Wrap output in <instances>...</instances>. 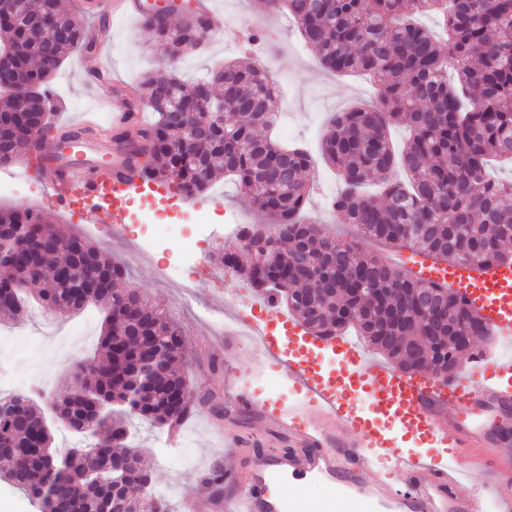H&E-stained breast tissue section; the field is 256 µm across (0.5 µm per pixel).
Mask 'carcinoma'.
Here are the masks:
<instances>
[{"mask_svg":"<svg viewBox=\"0 0 512 512\" xmlns=\"http://www.w3.org/2000/svg\"><path fill=\"white\" fill-rule=\"evenodd\" d=\"M266 11L285 10L306 46L328 71L364 73L380 85V105L338 113L322 138L323 159L341 183L333 211L365 239L423 252L437 261L495 264L512 261V182L488 178L493 158L512 161V0H258ZM436 12L445 37L438 40L414 17ZM181 25L167 15L142 19L175 63L206 42L207 20L189 8ZM93 45L85 26L61 0H0V59L22 62L16 77L28 89L0 95V138L24 143L21 158L54 137L49 125V82L69 49ZM457 79L448 82V64ZM176 104L220 92L214 99L224 118L209 124L188 146L172 131L161 92ZM138 94L151 101L155 121L140 132L144 161L127 170L158 186L172 183L187 198L202 196L216 176H232L256 209L273 218L240 230V253L215 261L262 294L260 284L280 280L278 303L316 335L339 336L353 326L375 350L404 372L439 377L461 365L464 351L454 336L489 335L479 315L455 292L426 284L383 262L355 241L329 235L319 224L300 221L310 196L306 173L311 156L283 147L257 129L271 127L276 89L273 77L251 61L226 62L207 80L185 87L177 74H144ZM404 125L410 138L399 150L390 127ZM197 162L188 163V154ZM367 185L377 196L364 193ZM0 239L19 244L3 264L0 317L25 311L23 294L47 312L81 310L90 303L103 312L94 356L80 387L55 397L61 425L85 432L96 418L89 448L61 454L43 410L28 396L0 395V479L35 500L40 512H171L155 493L143 464L144 449L131 444L132 419L163 429L207 401L179 362L184 336L159 305L116 282L126 268L83 234L67 237L43 222L31 207L0 209ZM60 266L42 271V254ZM205 482L233 488L224 469Z\"/></svg>","mask_w":512,"mask_h":512,"instance_id":"carcinoma-1","label":"carcinoma"}]
</instances>
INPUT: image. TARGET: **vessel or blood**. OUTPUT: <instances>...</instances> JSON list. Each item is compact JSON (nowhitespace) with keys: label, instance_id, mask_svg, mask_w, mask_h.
<instances>
[{"label":"vessel or blood","instance_id":"1","mask_svg":"<svg viewBox=\"0 0 512 512\" xmlns=\"http://www.w3.org/2000/svg\"><path fill=\"white\" fill-rule=\"evenodd\" d=\"M112 115L116 129H139L142 113L128 88ZM50 187L60 205L80 198H108L112 221L124 223L143 182L122 179L121 161L94 170L79 161L51 171ZM420 280L459 291L478 311L498 348L479 351L445 377L406 373L344 340H325L295 317L277 312L269 295L252 300L261 320L253 328L255 352L272 360L302 407L281 415L271 402L244 387L233 389L232 410L273 424L286 443L271 453H239L227 475L237 486L212 512H512V449L488 420L512 411V262L482 265L430 262ZM372 398L374 412L360 410L355 394ZM432 448L429 457L401 450L385 423ZM481 483L464 486L473 473ZM296 483L285 494L283 481ZM325 493L310 503L309 483Z\"/></svg>","mask_w":512,"mask_h":512}]
</instances>
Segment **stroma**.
I'll return each mask as SVG.
<instances>
[{
    "mask_svg": "<svg viewBox=\"0 0 512 512\" xmlns=\"http://www.w3.org/2000/svg\"><path fill=\"white\" fill-rule=\"evenodd\" d=\"M216 5L222 9L228 24L219 38L208 41L204 50L191 51L182 58L180 77L188 84L205 78L214 63L237 59L248 50L247 37L237 26V19H256L261 27L273 31L275 37L268 48L251 53L253 60L269 70L278 85V111L286 121L281 140L304 148L317 160L309 175L312 191L301 218L324 224L340 239L356 240L355 228L339 220L329 208V201L338 189V178L334 169L319 159L321 138L328 120L336 113L358 104H376L377 85L360 76L337 75L325 70L315 52L303 44L286 14L259 16L255 0H217ZM84 24L90 31L107 29L111 40L99 56L70 51L52 77L53 120L57 127L66 130L73 128L88 112L97 114L101 121H111L114 83L134 85L144 73L163 75L169 71L165 48L140 20L89 14ZM207 195L214 200L211 223H223L228 216L238 225L268 221L267 216L255 209L247 194L224 176H217ZM15 206L41 211L46 223L64 236L84 231L87 224L86 211L57 210L46 205L45 187L34 179L28 180L23 193L0 194V208ZM96 216L100 232L93 241L126 266L127 287L137 289L165 308L183 332L187 345L183 367L190 381L223 402L227 399L226 377L232 373L240 382L258 389L262 398H275L282 411L296 408V398L290 392L279 393L268 388L271 369L264 361L242 351L236 324L224 317L226 298L251 292L246 282L227 274L215 261L218 252L237 247L236 239L177 235L154 252L145 254L140 244L148 228L140 223L135 211H128L119 235L112 232L111 209L97 207ZM190 246L207 257L208 262L185 269V277L195 282L194 291L188 293L170 287L162 270ZM101 325L102 316L93 308L79 314L60 311L49 317L37 306H30L21 319L8 325L21 342L15 359L0 362V391H13L15 382L28 380L33 368L38 367L50 373L55 394H67L79 383L75 367L94 352ZM258 428L257 421L251 417L227 421L205 404L192 410L181 438L170 445L169 456H161L156 449L158 440L164 436L162 430L138 421L130 435L147 447L145 461L155 488L172 489L170 501L176 512H181L185 498L190 495L198 500L197 512H210L208 503L213 493L201 484V476L214 463L231 465L237 452L235 437L254 435Z\"/></svg>",
    "mask_w": 512,
    "mask_h": 512,
    "instance_id": "stroma-1",
    "label": "stroma"
}]
</instances>
